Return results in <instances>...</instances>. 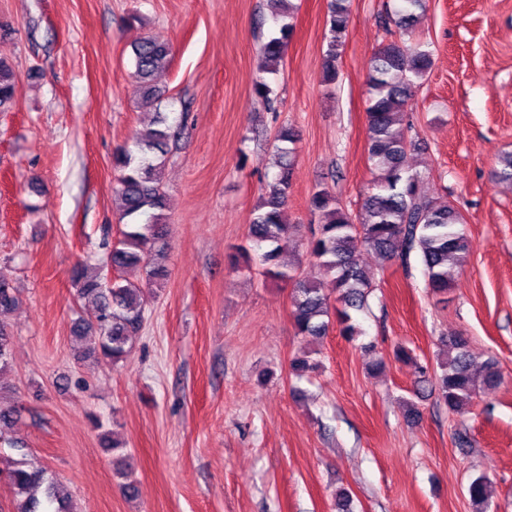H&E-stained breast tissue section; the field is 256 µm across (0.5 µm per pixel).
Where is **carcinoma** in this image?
<instances>
[{
  "instance_id": "cac0c4a2",
  "label": "carcinoma",
  "mask_w": 512,
  "mask_h": 512,
  "mask_svg": "<svg viewBox=\"0 0 512 512\" xmlns=\"http://www.w3.org/2000/svg\"><path fill=\"white\" fill-rule=\"evenodd\" d=\"M291 0H266L268 15L276 33L261 48L259 70L273 71L283 57L295 29ZM427 0H400L389 21L401 35L412 33L419 15L426 10ZM350 0H330L324 31L321 81L333 85L339 77L338 61L348 35ZM137 92L147 99L159 101L165 91L155 83V75L169 63L166 44L150 36H138L132 42ZM432 65L431 52L422 45L391 41L375 53L367 82V153L374 178L364 194L359 210L345 211L326 187L313 190L309 197L311 210L321 215V224L306 242L307 253L316 261L317 271L311 277L298 278L281 262L283 244L294 236L297 225L286 219V203L291 186L293 154L291 148L280 150L278 173L269 184V193L258 206L249 224V237L267 277L294 282L291 297L292 319L299 335L321 338L332 323L340 326L349 339L361 335L353 312L363 309L371 289L366 269L358 262L363 249L374 251L384 259L394 260L409 268L418 258L435 294L448 293V262L460 263L467 257L470 243L464 231V219L450 204L428 198L421 193L424 175L405 165L414 143L405 137L404 106L414 95L416 80ZM14 72L0 59V107L12 102ZM173 137L169 115L154 113L150 127L136 132L130 141L118 147L112 156L119 172L116 192L120 200L121 238L112 246L110 266L115 276L108 277L106 266L91 268L77 264L71 272V283L77 302L87 301L95 309L91 319L78 317L72 321L75 337L92 336L93 343L86 358L102 356L116 365L123 360L132 338L144 323L146 300L140 287L124 278L128 271L141 270L150 281L168 276L165 266L156 262L164 254L166 231L162 223L167 206L162 169L168 144ZM495 176L512 183V153L498 159ZM19 304L18 290L10 271L0 269V310ZM446 350L429 367L413 360L403 347L396 357L413 363L416 374V396H423L424 385L437 393V399L450 411L468 405L485 389L497 387L502 380L497 364L491 360L478 362L463 336L441 339ZM14 336L0 324V372L13 360ZM18 411L0 406V444L11 448L19 442L10 435ZM115 474L124 479L119 484L122 494L133 499L137 495L135 481L127 479L124 457L113 458ZM0 480L14 495V512H72L65 486L32 466L26 457L8 458L0 467ZM475 512H488L489 494L485 478H476L468 489Z\"/></svg>"
}]
</instances>
